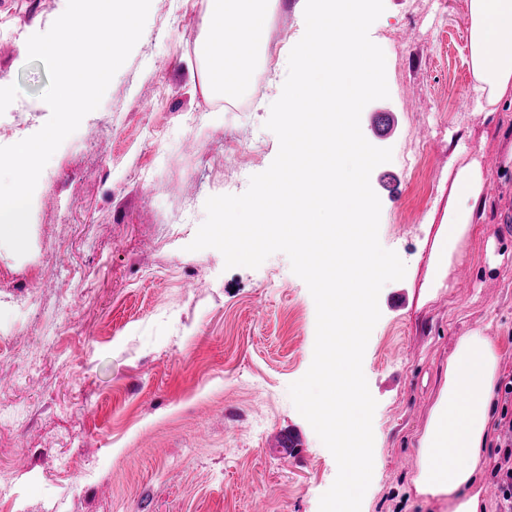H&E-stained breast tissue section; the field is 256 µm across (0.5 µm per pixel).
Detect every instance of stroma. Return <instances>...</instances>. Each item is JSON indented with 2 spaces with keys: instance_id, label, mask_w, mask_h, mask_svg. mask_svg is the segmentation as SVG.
<instances>
[{
  "instance_id": "1",
  "label": "stroma",
  "mask_w": 512,
  "mask_h": 512,
  "mask_svg": "<svg viewBox=\"0 0 512 512\" xmlns=\"http://www.w3.org/2000/svg\"><path fill=\"white\" fill-rule=\"evenodd\" d=\"M369 30L389 96L360 118L393 151L371 179L379 240L406 265L404 309L381 306L363 359L377 402L373 477L361 512H448L417 492L423 430L459 336L478 331L512 372V110L472 109L468 0H384ZM67 0H0V28L47 31ZM305 0H272L253 83L229 99L198 52L206 0H151L143 34L100 106L56 150L32 198L30 250L0 246V512H319L337 464L288 387L308 371L316 307L286 254L225 269L189 251L214 195H239L279 150L266 129ZM0 146L51 111L42 62L0 40ZM391 113L377 138L369 118ZM429 130L421 138V130ZM419 156L418 168L407 161ZM475 161L483 201L440 288L429 269L445 229L449 168ZM469 270L458 287L456 271ZM297 427L295 458L276 448Z\"/></svg>"
}]
</instances>
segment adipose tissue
<instances>
[{
    "instance_id": "ef3b65f1",
    "label": "adipose tissue",
    "mask_w": 512,
    "mask_h": 512,
    "mask_svg": "<svg viewBox=\"0 0 512 512\" xmlns=\"http://www.w3.org/2000/svg\"><path fill=\"white\" fill-rule=\"evenodd\" d=\"M269 5L270 0H208V26L199 52L216 95L226 98L248 86L257 52L267 41ZM468 8L477 109L491 113L512 108V56L498 52L500 44L512 41V0H469ZM483 187L479 163L457 170L448 226L431 256L435 275L449 270L474 222ZM499 362L490 338L478 331L460 336L419 439L415 486L421 494L447 499L451 512H480L483 506L473 486L488 440L489 403Z\"/></svg>"
}]
</instances>
